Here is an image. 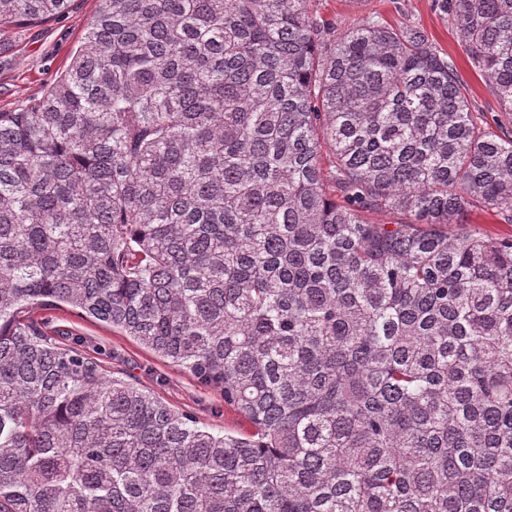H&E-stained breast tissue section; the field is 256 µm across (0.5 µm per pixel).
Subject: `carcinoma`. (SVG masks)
I'll return each mask as SVG.
<instances>
[{"instance_id":"carcinoma-1","label":"carcinoma","mask_w":512,"mask_h":512,"mask_svg":"<svg viewBox=\"0 0 512 512\" xmlns=\"http://www.w3.org/2000/svg\"><path fill=\"white\" fill-rule=\"evenodd\" d=\"M68 2L0 0V54ZM433 2L511 121L512 0ZM504 125L415 24L100 0L0 112V512H512V237L448 231L512 224ZM61 306L255 432L53 341ZM466 222L468 224L461 227L463 231L493 237L512 236V224H504L491 212L476 211L470 215L469 220Z\"/></svg>"}]
</instances>
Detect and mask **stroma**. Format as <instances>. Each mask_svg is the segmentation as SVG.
<instances>
[{
	"instance_id": "35a3bbf8",
	"label": "stroma",
	"mask_w": 512,
	"mask_h": 512,
	"mask_svg": "<svg viewBox=\"0 0 512 512\" xmlns=\"http://www.w3.org/2000/svg\"><path fill=\"white\" fill-rule=\"evenodd\" d=\"M99 0H71L53 19L23 28L12 36V46L0 55V111L7 112L40 98L66 69ZM323 16L344 29L363 17L380 14L389 24L415 23L457 63L477 125L491 123L498 103L483 78L465 62L460 38L450 23L432 7V0H319ZM36 321L51 337L78 348L103 371L133 379L176 409L219 431L251 433L252 425L225 403L222 390L207 387L185 371L111 327L79 317L70 308L44 310Z\"/></svg>"
}]
</instances>
